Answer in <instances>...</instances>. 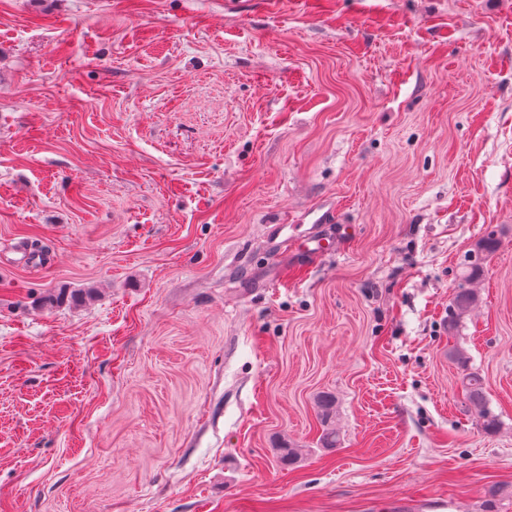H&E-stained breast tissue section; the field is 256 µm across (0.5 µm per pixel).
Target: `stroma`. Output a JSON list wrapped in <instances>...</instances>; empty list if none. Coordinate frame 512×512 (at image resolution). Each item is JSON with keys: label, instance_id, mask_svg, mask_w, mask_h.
Masks as SVG:
<instances>
[{"label": "stroma", "instance_id": "35a3bbf8", "mask_svg": "<svg viewBox=\"0 0 512 512\" xmlns=\"http://www.w3.org/2000/svg\"><path fill=\"white\" fill-rule=\"evenodd\" d=\"M492 492L512 512V0H0V512ZM495 247V239L487 237L473 250L476 255L474 257L469 253L465 256L462 263V283L457 289L453 298L452 307L448 310V329L455 331L463 318L464 314L479 301V295L474 288L469 286L479 276L481 271V256L484 253H490ZM463 379L467 402L478 413L483 430L496 431L500 420L488 403L481 377L477 373L469 372ZM317 407L322 427L319 436L320 445L324 448H335L340 441L333 420L336 416V399L332 395L322 394L317 399Z\"/></svg>", "mask_w": 512, "mask_h": 512}]
</instances>
